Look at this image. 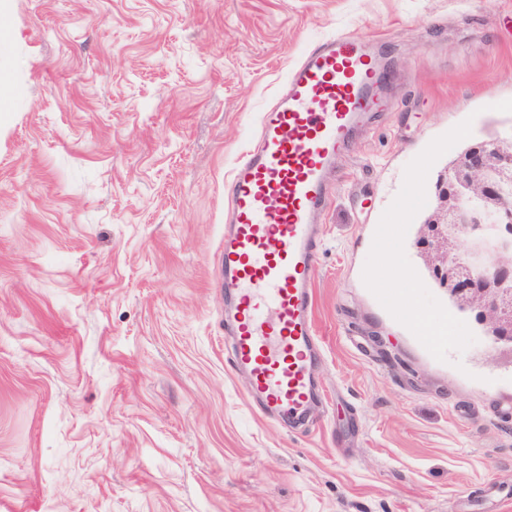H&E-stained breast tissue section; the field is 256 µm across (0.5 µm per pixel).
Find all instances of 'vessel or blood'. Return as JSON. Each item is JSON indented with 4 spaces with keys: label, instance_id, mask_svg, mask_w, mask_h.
<instances>
[{
    "label": "vessel or blood",
    "instance_id": "vessel-or-blood-1",
    "mask_svg": "<svg viewBox=\"0 0 512 512\" xmlns=\"http://www.w3.org/2000/svg\"><path fill=\"white\" fill-rule=\"evenodd\" d=\"M390 81L375 40L336 34L319 42L291 70L261 116L255 146L224 182L218 271L238 314L228 333L266 413L298 419L314 397L310 271L327 173L355 131L390 107Z\"/></svg>",
    "mask_w": 512,
    "mask_h": 512
}]
</instances>
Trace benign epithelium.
<instances>
[{
    "mask_svg": "<svg viewBox=\"0 0 512 512\" xmlns=\"http://www.w3.org/2000/svg\"><path fill=\"white\" fill-rule=\"evenodd\" d=\"M490 169L501 180H511L512 149L478 143L456 160L438 185L446 212L427 227L422 245L430 253L439 252L444 243L453 246L451 254L434 264L436 274L448 280L449 292L461 310L483 319L491 344L512 350V242H498L492 262L479 268V255L472 244L481 239L483 212L466 204L479 184L481 198L512 218V199L497 195L485 180Z\"/></svg>",
    "mask_w": 512,
    "mask_h": 512,
    "instance_id": "1",
    "label": "benign epithelium"
}]
</instances>
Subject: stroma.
I'll return each mask as SVG.
<instances>
[{"mask_svg":"<svg viewBox=\"0 0 512 512\" xmlns=\"http://www.w3.org/2000/svg\"><path fill=\"white\" fill-rule=\"evenodd\" d=\"M7 25L0 512H512V354L420 245L451 161L512 142V0H13ZM339 32L386 41L399 76L336 160L324 400L293 427L228 360L224 181ZM411 311L447 317L439 349Z\"/></svg>","mask_w":512,"mask_h":512,"instance_id":"35a3bbf8","label":"stroma"}]
</instances>
